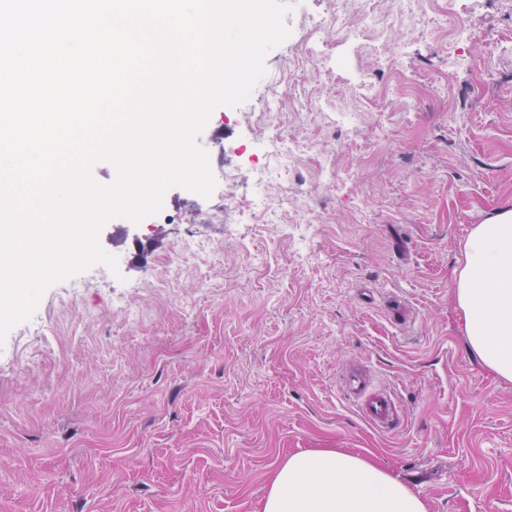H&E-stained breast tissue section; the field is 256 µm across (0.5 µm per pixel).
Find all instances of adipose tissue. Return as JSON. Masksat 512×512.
<instances>
[{
  "instance_id": "1",
  "label": "adipose tissue",
  "mask_w": 512,
  "mask_h": 512,
  "mask_svg": "<svg viewBox=\"0 0 512 512\" xmlns=\"http://www.w3.org/2000/svg\"><path fill=\"white\" fill-rule=\"evenodd\" d=\"M454 298L469 351L512 381V209L477 225ZM262 512H427L424 501L386 469L360 456L320 448L293 454L275 469Z\"/></svg>"
}]
</instances>
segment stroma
<instances>
[{"label": "stroma", "mask_w": 512, "mask_h": 512, "mask_svg": "<svg viewBox=\"0 0 512 512\" xmlns=\"http://www.w3.org/2000/svg\"><path fill=\"white\" fill-rule=\"evenodd\" d=\"M289 47L269 51L248 101L211 110V195L175 186V222L104 224L117 271L56 282L0 344V512H261L277 466L318 448L373 461L427 512H512V382L468 351L453 299L472 228L512 207V0H422L363 57L372 71L394 58L383 94L290 68ZM288 74L356 113L358 134L282 113L309 147L302 183L272 184L274 225L217 217L224 170L254 189L229 146L262 150L247 115ZM339 147L350 174L333 187L322 166ZM351 363L398 397L396 430L361 419Z\"/></svg>", "instance_id": "1"}]
</instances>
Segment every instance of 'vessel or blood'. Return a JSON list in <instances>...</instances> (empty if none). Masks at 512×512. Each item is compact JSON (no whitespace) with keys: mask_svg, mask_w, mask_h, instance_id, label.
<instances>
[{"mask_svg":"<svg viewBox=\"0 0 512 512\" xmlns=\"http://www.w3.org/2000/svg\"><path fill=\"white\" fill-rule=\"evenodd\" d=\"M343 389L355 401L361 417L373 428L390 432L399 426L402 411L397 399L388 388L374 386L364 366L353 364L346 368Z\"/></svg>","mask_w":512,"mask_h":512,"instance_id":"obj_1","label":"vessel or blood"}]
</instances>
